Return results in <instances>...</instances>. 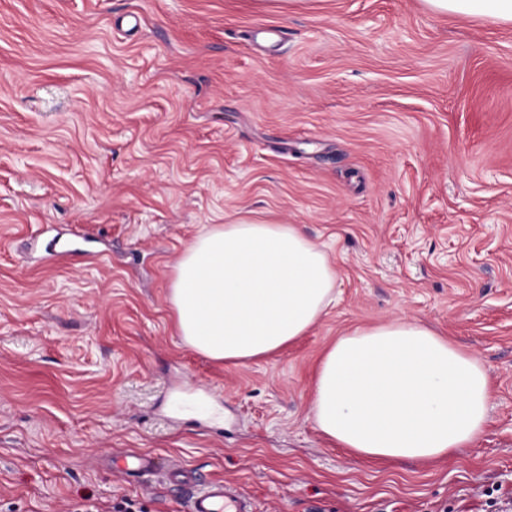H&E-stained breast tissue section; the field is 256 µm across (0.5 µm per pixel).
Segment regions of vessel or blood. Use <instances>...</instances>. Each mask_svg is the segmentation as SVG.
<instances>
[{
    "mask_svg": "<svg viewBox=\"0 0 512 512\" xmlns=\"http://www.w3.org/2000/svg\"><path fill=\"white\" fill-rule=\"evenodd\" d=\"M113 470L140 480L144 490H152L154 482L177 484L187 495L186 512H253L249 500L224 480L203 481L195 470L177 459H160L149 452L117 456Z\"/></svg>",
    "mask_w": 512,
    "mask_h": 512,
    "instance_id": "obj_1",
    "label": "vessel or blood"
}]
</instances>
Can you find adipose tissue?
I'll return each mask as SVG.
<instances>
[{
  "label": "adipose tissue",
  "instance_id": "1",
  "mask_svg": "<svg viewBox=\"0 0 512 512\" xmlns=\"http://www.w3.org/2000/svg\"><path fill=\"white\" fill-rule=\"evenodd\" d=\"M423 2L435 13L512 22V0ZM336 281L327 251L300 225L240 210L182 253L169 304L186 346L246 363L316 326ZM491 397L477 359L420 321L396 317L354 328L326 351L311 413L326 437L357 457L432 462L481 435Z\"/></svg>",
  "mask_w": 512,
  "mask_h": 512
}]
</instances>
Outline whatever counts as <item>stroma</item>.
<instances>
[{
  "label": "stroma",
  "mask_w": 512,
  "mask_h": 512,
  "mask_svg": "<svg viewBox=\"0 0 512 512\" xmlns=\"http://www.w3.org/2000/svg\"><path fill=\"white\" fill-rule=\"evenodd\" d=\"M325 246L338 300L245 364L184 346L173 267L217 217ZM407 315L485 368L483 434L354 458L314 426L345 331ZM255 512H512V24L422 0H0V512H182L119 452ZM112 469L141 480L152 491L149 478L163 484H178L187 495L186 512H253L249 500L224 480L201 481L195 470L178 459L161 460L149 452L112 458Z\"/></svg>",
  "instance_id": "obj_1"
}]
</instances>
